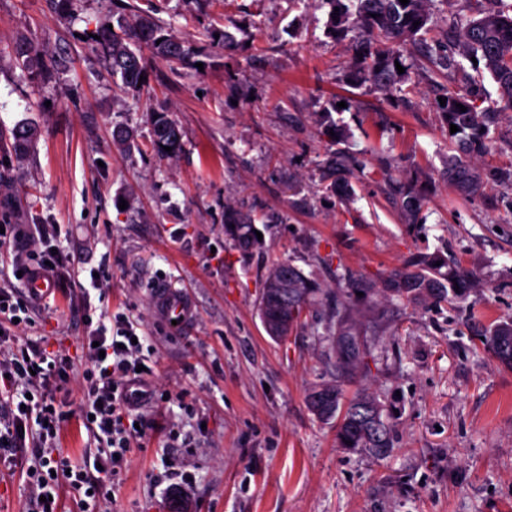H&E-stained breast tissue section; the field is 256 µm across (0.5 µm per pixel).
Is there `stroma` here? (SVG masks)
<instances>
[{
	"label": "stroma",
	"instance_id": "stroma-1",
	"mask_svg": "<svg viewBox=\"0 0 512 512\" xmlns=\"http://www.w3.org/2000/svg\"><path fill=\"white\" fill-rule=\"evenodd\" d=\"M69 20L51 0H0V136L23 121L38 136L7 155L0 225L56 224L35 243L80 257L101 287L83 297L72 277L38 302L29 341L71 359L57 400L72 417L58 444L79 461L92 439L79 415L87 318L123 315L144 336L151 392L141 447L118 463L106 512H163L173 489L193 512H512V369L482 338L512 320V112L501 113L484 149L459 154L427 79L387 101L345 79L350 41L330 38L319 0H75ZM154 13L200 50L202 70L152 59L139 99L112 82L89 42L100 18ZM232 18L238 50L212 46ZM63 50L68 65L32 83L15 47ZM349 109L324 112L328 99ZM163 107L184 150L149 147L146 111ZM134 130L128 153L115 126ZM359 160L347 202L327 192L329 160ZM462 155L485 176L463 193L448 181ZM414 182L426 201L404 218L395 189ZM228 207L252 211L262 239L242 254L224 231ZM415 254L474 275L458 305L355 297L352 316L383 318L368 338V375L347 384L385 408L391 452L339 447L333 423L306 395L333 379L325 336L336 293L353 277L381 280ZM288 261L318 293L307 324L287 341L265 332L258 304L273 263ZM181 289L194 310L185 328L163 320L158 282Z\"/></svg>",
	"mask_w": 512,
	"mask_h": 512
}]
</instances>
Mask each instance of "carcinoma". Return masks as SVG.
<instances>
[{
	"label": "carcinoma",
	"instance_id": "carcinoma-1",
	"mask_svg": "<svg viewBox=\"0 0 512 512\" xmlns=\"http://www.w3.org/2000/svg\"><path fill=\"white\" fill-rule=\"evenodd\" d=\"M329 6L328 30L337 40L358 28L365 42L356 47L350 70L355 86L370 88L391 96L403 92L402 85L411 80L410 67L405 63L410 46L420 47L433 74L440 76L451 70L461 75L462 83L456 87L441 86V97L446 104L438 106L447 124L457 126V134L465 149L472 151L485 146L490 127L485 116L493 106H484L480 97L483 73H488L498 84L504 106L512 111V14L483 12L470 19L462 28L457 55L448 54V40L428 39L434 23L436 0H321ZM419 25H414V22ZM111 20H100L91 39L93 49L110 67L112 78L120 80L121 89L133 97L139 95L143 83L139 82L149 64V57L166 61L172 69L194 68L198 52L191 43L179 40L150 14L139 15L131 23L118 22L109 27ZM22 65L31 78L43 75L46 66H66L67 60L48 52L34 53L28 49L19 53ZM483 62L479 66L471 58ZM471 67H466V63ZM405 68L400 74L396 65ZM466 111H460L458 105ZM151 130L150 147L158 155L178 154L184 146L178 125L166 113L151 111L148 117ZM36 136L34 126L23 123L12 130L11 151L21 157L27 153ZM115 144L124 151L139 148L133 132L120 128L113 136ZM172 148L167 152L164 147ZM448 181L461 190L473 194L482 183V177L455 157L448 159ZM401 206L411 216L423 206L422 197L407 186L402 190ZM225 230L236 247L244 254L258 246L253 224L254 218L234 208L224 209ZM437 257H423L405 269L391 271L377 283L363 280L350 283L341 291L345 299L357 292L370 300L378 295L395 297L410 304L448 303L463 298L470 275L461 268L442 270L436 265ZM317 288L304 274L287 261L274 264L268 271L259 304L261 320L270 336L283 330L288 322V333L305 324L304 312L312 304ZM368 328L354 320L347 309L336 310V321L327 338L329 348L336 356V379L313 386L307 394L310 411L322 421L336 422V437L340 447L362 449L375 457L391 450L386 420L374 421L365 407L376 408L380 403L364 392L352 397L345 395V383L354 379L365 368L368 347L364 336ZM490 347L502 363L512 367V323L493 328Z\"/></svg>",
	"mask_w": 512,
	"mask_h": 512
}]
</instances>
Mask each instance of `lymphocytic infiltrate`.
<instances>
[{
  "instance_id": "obj_1",
  "label": "lymphocytic infiltrate",
  "mask_w": 512,
  "mask_h": 512,
  "mask_svg": "<svg viewBox=\"0 0 512 512\" xmlns=\"http://www.w3.org/2000/svg\"><path fill=\"white\" fill-rule=\"evenodd\" d=\"M23 299L12 289L0 287V345L12 343L0 358V463L16 456L31 459L25 473L34 491L27 512H57L56 496L67 487L83 506L82 512H102L110 500L116 471L115 458L124 456L141 438L143 414L129 387L140 381L141 344L130 321H119L116 330L98 323L85 336L81 349L88 368L83 377L80 415L97 446L75 463L56 454L54 443L69 418L57 404L54 390L68 380V358L36 344L20 341L19 315L28 313Z\"/></svg>"
}]
</instances>
